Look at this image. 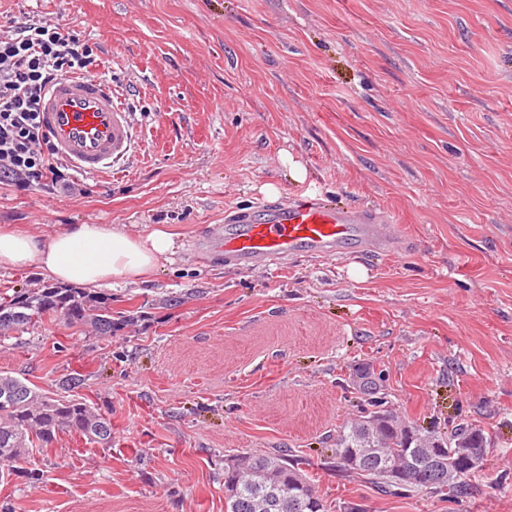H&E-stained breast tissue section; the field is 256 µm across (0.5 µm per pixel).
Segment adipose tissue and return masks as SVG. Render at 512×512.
I'll return each instance as SVG.
<instances>
[{"label": "adipose tissue", "mask_w": 512, "mask_h": 512, "mask_svg": "<svg viewBox=\"0 0 512 512\" xmlns=\"http://www.w3.org/2000/svg\"><path fill=\"white\" fill-rule=\"evenodd\" d=\"M174 250V235L163 226L133 235L106 224H73L46 239L0 230V268L35 267L67 286L145 282Z\"/></svg>", "instance_id": "obj_1"}]
</instances>
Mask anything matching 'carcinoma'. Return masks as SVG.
Masks as SVG:
<instances>
[{
    "mask_svg": "<svg viewBox=\"0 0 512 512\" xmlns=\"http://www.w3.org/2000/svg\"><path fill=\"white\" fill-rule=\"evenodd\" d=\"M61 319L69 328L89 325L101 336H110L134 318L112 316V296L84 288L45 286L0 298V337H11L45 320ZM368 408L336 436V468L347 477L361 476L378 490L428 491L450 500L468 494L465 478L448 479V453L430 463L418 453L421 430L384 408L377 386H362ZM75 433L89 444L112 443V420L96 412L85 399H57L32 388L22 379L0 375V465L7 475L27 461L33 450L51 445L63 432ZM445 448H463L484 454L492 439L482 428L460 425L448 437L428 433ZM240 465L224 470L227 512H325L313 480L281 454L237 455ZM391 467L407 471L402 482H391Z\"/></svg>",
    "mask_w": 512,
    "mask_h": 512,
    "instance_id": "carcinoma-1",
    "label": "carcinoma"
}]
</instances>
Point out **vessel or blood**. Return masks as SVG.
Here are the masks:
<instances>
[{
    "label": "vessel or blood",
    "mask_w": 512,
    "mask_h": 512,
    "mask_svg": "<svg viewBox=\"0 0 512 512\" xmlns=\"http://www.w3.org/2000/svg\"><path fill=\"white\" fill-rule=\"evenodd\" d=\"M41 118L58 156L80 175L98 177L133 150L132 117L111 83L79 75L58 78L46 90ZM391 218L318 199L284 201L260 218L231 216L216 227L203 251L223 254L236 267L269 266L300 251L342 256L389 249Z\"/></svg>",
    "instance_id": "obj_1"
}]
</instances>
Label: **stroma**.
Returning <instances> with one entry per match:
<instances>
[{
    "instance_id": "obj_1",
    "label": "stroma",
    "mask_w": 512,
    "mask_h": 512,
    "mask_svg": "<svg viewBox=\"0 0 512 512\" xmlns=\"http://www.w3.org/2000/svg\"><path fill=\"white\" fill-rule=\"evenodd\" d=\"M41 17L97 43L137 143L74 199L0 184V228L161 224L176 249L111 287L135 317L112 335L48 321L0 341V372L54 397L80 378L112 418L111 447L59 434L0 504L226 512L225 461L248 451L298 456L327 512H512V0H0V21ZM290 196L388 213L401 238L271 267L193 250ZM363 363L403 421L492 433L466 497L337 472Z\"/></svg>"
}]
</instances>
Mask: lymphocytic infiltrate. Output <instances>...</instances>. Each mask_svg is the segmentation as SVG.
Returning a JSON list of instances; mask_svg holds the SVG:
<instances>
[{"label":"lymphocytic infiltrate","instance_id":"obj_1","mask_svg":"<svg viewBox=\"0 0 512 512\" xmlns=\"http://www.w3.org/2000/svg\"><path fill=\"white\" fill-rule=\"evenodd\" d=\"M99 58L81 34L53 20L0 23V183L73 190L39 119L40 102L56 78L94 75Z\"/></svg>","mask_w":512,"mask_h":512}]
</instances>
